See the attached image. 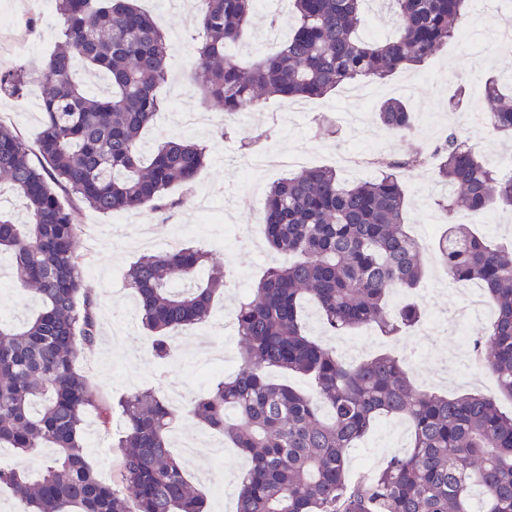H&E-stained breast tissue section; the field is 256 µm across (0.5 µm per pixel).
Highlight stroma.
<instances>
[{"mask_svg":"<svg viewBox=\"0 0 512 512\" xmlns=\"http://www.w3.org/2000/svg\"><path fill=\"white\" fill-rule=\"evenodd\" d=\"M141 8L148 11L165 30L168 38H181L180 50L170 57L169 80L162 85L158 95L169 100L173 89H180L187 110L203 108L204 102L189 84L193 64L189 44L199 25L192 9L166 10L154 0H138ZM38 0H0V19H8L17 31L29 32L35 48L21 51L14 40L0 34V67L22 66L28 71H40L59 40L57 16L38 17ZM474 61L470 48L461 40L448 42L425 66L413 71H401L380 82L379 99H386L389 86L408 79H416L415 113L435 111L441 113L444 128L458 126L466 114L448 109V97L457 83H472ZM328 110L324 122L305 119L289 137H282L273 112L282 106L281 98L270 96L249 109L248 132H266L267 146L290 153L300 148H310L317 155L316 165L332 166L336 149L347 147V130L341 121L345 112L372 113L375 103L346 100L344 89L327 95ZM43 121L41 100L36 85H28L22 96H0V124L12 127L26 141H33ZM178 135L206 145L207 161L200 171L194 194L217 208L223 209L225 223L244 225L262 211L269 187L288 176L289 171L280 168L257 174V190L253 193L240 191L245 176L243 153L236 138L216 135L214 127L203 126L194 130L180 127L172 112H158L151 128L145 131L143 142L152 146L155 142ZM435 180L432 165L420 167L416 179L405 182L407 222L410 231H417L429 217L439 216L436 205L438 192L432 191ZM196 216L186 208H178L173 214H155L149 210L122 213L120 219L82 208L77 223V235L86 257V275L91 282L99 303V340L90 354L78 363L79 370L87 375L99 402L110 404L125 393L132 392L155 382H163L165 388L184 390L187 398H195L207 392L216 383L234 375L242 364L237 333H225V310L234 308L241 294L235 288L236 281L253 284L269 265L280 264L284 255L270 251L262 234L245 235L242 244H234L224 238V225L200 233L194 241L213 254L224 265L229 275L223 292L216 296L208 319L201 324L179 330L183 350L174 354L167 367H159L151 356L152 338L136 320L137 299L132 290L124 285V275L140 255L165 251L172 236L173 223L192 224ZM0 282L8 292L0 294V318L15 321L28 315L35 307L30 292L17 283L9 255L0 256ZM456 331L446 335L429 337L418 329L403 333L397 347H390L384 337H375L367 347V354L388 349L404 358L412 367L414 381H427L429 388L449 395L467 390L462 377L474 371L469 360L449 359L448 353L458 343ZM391 418L380 419L358 444L363 462H352V471H371L382 467L391 456L403 452L408 444L391 427ZM210 430L189 418L175 422L170 432L173 448L190 443L194 451L182 455L181 461L193 484L207 498L208 512H235L238 494L237 477L248 463L237 455L234 448L224 450V467L220 487H213L207 477L214 467L213 449L208 440ZM85 453L98 476L111 479L117 469L119 449L113 448L111 435L99 427L95 409H88L84 416L83 432Z\"/></svg>","mask_w":512,"mask_h":512,"instance_id":"1","label":"stroma"}]
</instances>
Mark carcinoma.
Instances as JSON below:
<instances>
[{
  "label": "carcinoma",
  "instance_id": "carcinoma-1",
  "mask_svg": "<svg viewBox=\"0 0 512 512\" xmlns=\"http://www.w3.org/2000/svg\"><path fill=\"white\" fill-rule=\"evenodd\" d=\"M291 2L288 41L245 64L228 48L242 41L254 0H197L202 40L190 78L224 116L265 94L320 99L341 85L419 67L458 33L471 0H388L394 29L373 39L361 35L366 0ZM54 4L63 41L39 75L0 68V94L35 82L43 109L31 144L0 124V195L8 189L27 210L18 224L0 208V254L15 259L18 280L39 298L27 321L0 320V447L21 456L55 449L36 478L0 469V485L12 490L20 512H204V496L170 450L168 432L180 417L220 433L248 460L236 512H512V414L500 410L498 397L417 390L387 353L346 363L309 336L304 321L308 302L332 335L372 326L393 336L422 320L412 300L422 247L405 228L401 176L433 158L438 181L456 189L439 203L446 224L435 249L450 279L486 289L496 318L470 337V347L478 358L488 353L500 393L512 399V246L456 222L461 207L473 215L512 211V177L498 175L455 128L430 153L378 159L384 173L375 180L347 182L333 168L310 167L274 183L263 234L288 261L269 267L235 308L239 372L179 409L156 386L121 396L117 473L110 483L98 478L83 447L84 415L96 398L77 367L97 344L98 305L76 244L79 208L64 207L57 189L104 215L170 210L191 194L206 149L176 138L150 151L142 144L169 75L166 36L151 15L135 0ZM85 73L103 76L106 94L89 89ZM484 101L490 126L511 134L512 79L489 76ZM376 120L411 131L410 102L384 101ZM33 155L44 164L35 166ZM175 186L184 190L177 199L169 194ZM125 280L163 362L170 334L206 319L224 271L187 244L141 256ZM395 291L402 300L392 308ZM272 370L307 377L313 391L272 381ZM384 416L406 422L409 449L352 474L349 450Z\"/></svg>",
  "mask_w": 512,
  "mask_h": 512
}]
</instances>
